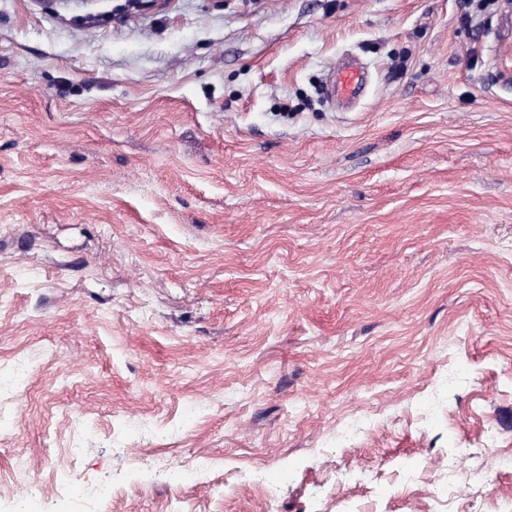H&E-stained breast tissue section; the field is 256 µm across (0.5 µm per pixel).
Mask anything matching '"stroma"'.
Returning a JSON list of instances; mask_svg holds the SVG:
<instances>
[{
	"label": "stroma",
	"instance_id": "obj_1",
	"mask_svg": "<svg viewBox=\"0 0 512 512\" xmlns=\"http://www.w3.org/2000/svg\"><path fill=\"white\" fill-rule=\"evenodd\" d=\"M498 0H0V367L37 372L0 430V512L96 428L86 482L212 458L119 512H312L329 471L439 468L449 512L512 498V37ZM355 62L360 97L331 100ZM472 376L433 421L412 403ZM189 436L124 444L141 421ZM374 429L330 447L338 425ZM508 429L499 449L482 432ZM92 425L85 419L76 418L73 421V435L64 448L61 458H58L60 464L64 466L68 473L76 470L84 455V444L91 435ZM61 459V460H60Z\"/></svg>",
	"mask_w": 512,
	"mask_h": 512
}]
</instances>
